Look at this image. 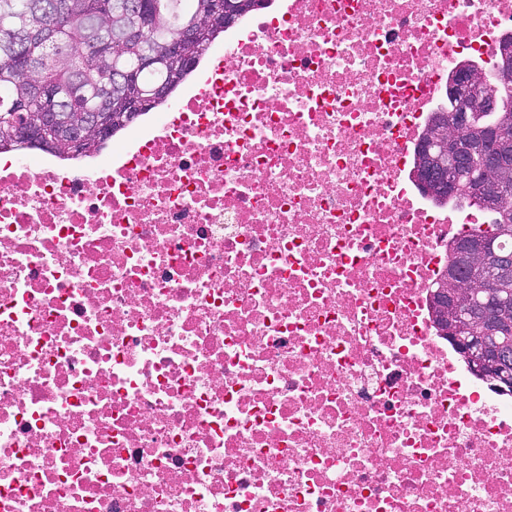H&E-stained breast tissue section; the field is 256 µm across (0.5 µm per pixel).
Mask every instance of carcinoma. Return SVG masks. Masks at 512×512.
I'll list each match as a JSON object with an SVG mask.
<instances>
[{
	"label": "carcinoma",
	"mask_w": 512,
	"mask_h": 512,
	"mask_svg": "<svg viewBox=\"0 0 512 512\" xmlns=\"http://www.w3.org/2000/svg\"><path fill=\"white\" fill-rule=\"evenodd\" d=\"M181 4L178 25L193 26L209 15L211 0H152L157 18L166 21ZM52 0H0V146L10 144L40 146L60 151L65 145L67 129L63 125L40 126L36 135L26 143L14 140L9 134L8 119L25 113L39 123L40 105L32 90L47 84L63 92L60 110L67 113L68 122L77 123L89 112L109 117V136H114L125 125L114 119L121 112L123 91L112 86L104 73L112 70L108 62L100 67L88 61L89 50L105 40L112 43L111 58L120 66L133 65L142 49L139 39H125V32L136 23L135 0H59L64 15L53 31L45 30L49 21L41 13L40 5ZM29 40L28 59L18 58L17 45ZM490 92L498 101V111L470 112L469 123L461 127L458 136L449 140H483L491 126L512 132V78L495 83ZM505 185L492 202H485L470 194L465 187L458 189L461 202L490 214L488 224H470L462 227L458 242L452 248L453 256L448 272H457L459 287L479 282L471 270L457 268V255L467 238L489 239L495 247L512 240V168L501 173Z\"/></svg>",
	"instance_id": "cac0c4a2"
}]
</instances>
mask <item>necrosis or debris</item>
<instances>
[{
    "mask_svg": "<svg viewBox=\"0 0 512 512\" xmlns=\"http://www.w3.org/2000/svg\"><path fill=\"white\" fill-rule=\"evenodd\" d=\"M512 0L257 9L107 153L0 166V512H512L413 162Z\"/></svg>",
    "mask_w": 512,
    "mask_h": 512,
    "instance_id": "1",
    "label": "necrosis or debris"
}]
</instances>
